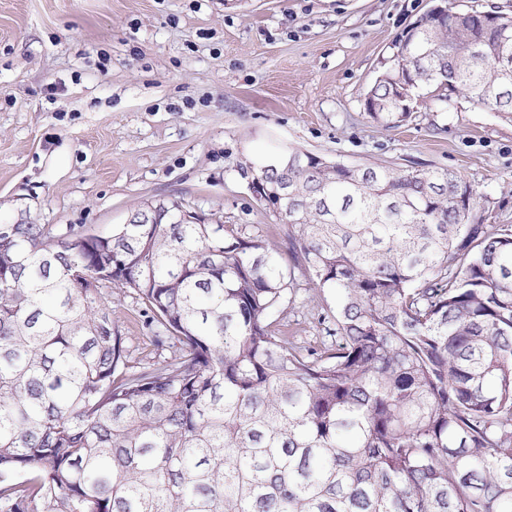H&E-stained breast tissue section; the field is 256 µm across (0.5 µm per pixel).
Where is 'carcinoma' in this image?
<instances>
[{"instance_id":"cac0c4a2","label":"carcinoma","mask_w":512,"mask_h":512,"mask_svg":"<svg viewBox=\"0 0 512 512\" xmlns=\"http://www.w3.org/2000/svg\"><path fill=\"white\" fill-rule=\"evenodd\" d=\"M462 93L512 115V31L410 27L366 98ZM245 169L335 301L330 340L272 329L294 272L257 236L145 208L106 234L0 225V512H512V227L457 172ZM468 193L467 212L457 197ZM153 313L129 364L104 289Z\"/></svg>"}]
</instances>
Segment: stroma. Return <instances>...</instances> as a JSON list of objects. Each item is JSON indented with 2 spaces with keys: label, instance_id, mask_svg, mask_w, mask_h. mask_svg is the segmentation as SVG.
Wrapping results in <instances>:
<instances>
[{
  "label": "stroma",
  "instance_id": "stroma-1",
  "mask_svg": "<svg viewBox=\"0 0 512 512\" xmlns=\"http://www.w3.org/2000/svg\"><path fill=\"white\" fill-rule=\"evenodd\" d=\"M434 0H0V220L100 233L155 201L239 224L292 266L242 168L293 150L346 165L453 169L476 224L512 225V118L464 96L373 119L367 92ZM287 336L334 306L288 291ZM132 362L155 352L133 290L108 301Z\"/></svg>",
  "mask_w": 512,
  "mask_h": 512
}]
</instances>
